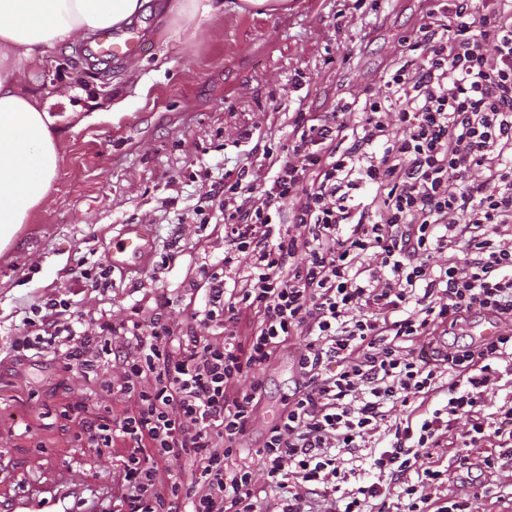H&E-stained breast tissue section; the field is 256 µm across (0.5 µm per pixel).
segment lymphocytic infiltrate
Segmentation results:
<instances>
[{
  "label": "lymphocytic infiltrate",
  "mask_w": 512,
  "mask_h": 512,
  "mask_svg": "<svg viewBox=\"0 0 512 512\" xmlns=\"http://www.w3.org/2000/svg\"><path fill=\"white\" fill-rule=\"evenodd\" d=\"M385 78V93L297 113L270 176L225 179L224 256L202 269L184 317L160 304L81 321L51 298L12 337L10 356L64 355L65 370L135 404L82 427L128 446L119 512H390L394 495L404 512H474L475 494L435 505L444 473L416 467L462 419L459 468L490 431L497 449L481 467L512 462V403L487 410L512 336L441 342L472 315L512 321V0H438ZM294 336L305 341L295 388L250 451L263 374ZM438 395L440 407L413 413ZM398 405L409 413L390 422ZM378 436L373 479L346 489L349 455ZM173 456L192 480L156 498Z\"/></svg>",
  "instance_id": "lymphocytic-infiltrate-1"
}]
</instances>
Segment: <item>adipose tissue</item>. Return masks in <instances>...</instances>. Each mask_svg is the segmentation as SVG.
<instances>
[{"label": "adipose tissue", "instance_id": "adipose-tissue-1", "mask_svg": "<svg viewBox=\"0 0 512 512\" xmlns=\"http://www.w3.org/2000/svg\"><path fill=\"white\" fill-rule=\"evenodd\" d=\"M224 0H162L188 30L224 12ZM151 0H0V251L47 198L62 160L57 118L34 92L43 49L71 53L83 40L149 15Z\"/></svg>", "mask_w": 512, "mask_h": 512}]
</instances>
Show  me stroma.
I'll list each match as a JSON object with an SVG mask.
<instances>
[{"instance_id":"35a3bbf8","label":"stroma","mask_w":512,"mask_h":512,"mask_svg":"<svg viewBox=\"0 0 512 512\" xmlns=\"http://www.w3.org/2000/svg\"><path fill=\"white\" fill-rule=\"evenodd\" d=\"M428 8L426 0H290L261 16L225 8L205 30L184 37L149 15L135 22L138 48L119 59L83 49H45L31 64L36 93L58 115L62 161L45 202L0 253V489L17 495L68 482L98 490L127 453L76 447L81 423L100 409L123 416L126 400H102L96 385L52 364L15 365L4 356L31 305L69 298L75 315L115 319L159 298L181 315L199 268L224 254V227L194 224L195 209L223 198L225 173L248 167L267 176L299 112H330L338 100L384 85L398 41ZM126 100L113 111V99ZM98 120L79 126L88 112ZM125 224L155 227V249L137 272L113 271L111 292H92L84 275L109 267L112 240ZM304 341L292 337L266 371V401L247 445L259 447L296 379ZM31 435L11 432L15 419ZM46 451H38V443ZM446 481L437 498L494 485L476 512H512V466L488 474L438 457Z\"/></svg>"}]
</instances>
